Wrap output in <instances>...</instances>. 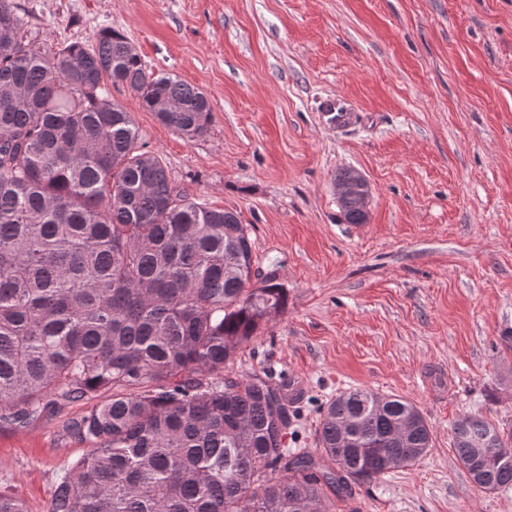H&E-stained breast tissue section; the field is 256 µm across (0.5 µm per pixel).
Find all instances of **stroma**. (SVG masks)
I'll use <instances>...</instances> for the list:
<instances>
[{
    "label": "stroma",
    "mask_w": 512,
    "mask_h": 512,
    "mask_svg": "<svg viewBox=\"0 0 512 512\" xmlns=\"http://www.w3.org/2000/svg\"><path fill=\"white\" fill-rule=\"evenodd\" d=\"M45 51L123 32L148 70L202 89L213 122L189 140L111 96L193 198L236 211L285 314L229 364L303 384L290 448L315 450L320 409L351 388L413 402L432 431L415 463L329 512H512L460 465L452 427L474 413L512 428V0H16ZM343 97L352 124H328ZM371 186L366 223L334 188ZM74 402L0 425V488L46 512L83 458ZM336 197L339 203H354L364 213L367 221L371 188L361 171L355 168L345 169V177L336 182ZM352 203H346L341 208L344 220L348 224H363L361 213Z\"/></svg>",
    "instance_id": "1"
}]
</instances>
